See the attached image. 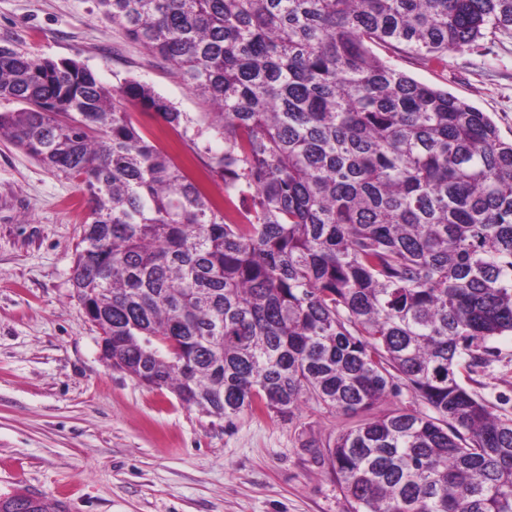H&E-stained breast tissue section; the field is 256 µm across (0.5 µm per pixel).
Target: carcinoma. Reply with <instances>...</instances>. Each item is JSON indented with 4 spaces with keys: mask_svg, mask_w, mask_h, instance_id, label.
<instances>
[{
    "mask_svg": "<svg viewBox=\"0 0 512 512\" xmlns=\"http://www.w3.org/2000/svg\"><path fill=\"white\" fill-rule=\"evenodd\" d=\"M214 111L0 46V135L82 186L72 285L112 367L227 423L313 398L352 512H512V418L460 381L512 335V141L376 55L512 30V0H96ZM190 133L224 203L132 120ZM431 413L371 415L397 387Z\"/></svg>",
    "mask_w": 512,
    "mask_h": 512,
    "instance_id": "obj_1",
    "label": "carcinoma"
}]
</instances>
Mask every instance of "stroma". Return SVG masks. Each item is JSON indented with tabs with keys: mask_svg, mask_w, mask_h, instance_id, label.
<instances>
[{
	"mask_svg": "<svg viewBox=\"0 0 512 512\" xmlns=\"http://www.w3.org/2000/svg\"><path fill=\"white\" fill-rule=\"evenodd\" d=\"M73 58L109 86L145 82L179 111L209 106L174 68L103 17L95 0H0V45ZM416 80L486 112L512 140V31L435 66L386 51ZM88 213L82 187L0 136V497L57 512H348L327 445L354 417L305 401L292 419L226 423L138 383L102 358L72 287ZM473 375L496 415L512 417V336Z\"/></svg>",
	"mask_w": 512,
	"mask_h": 512,
	"instance_id": "1",
	"label": "stroma"
}]
</instances>
